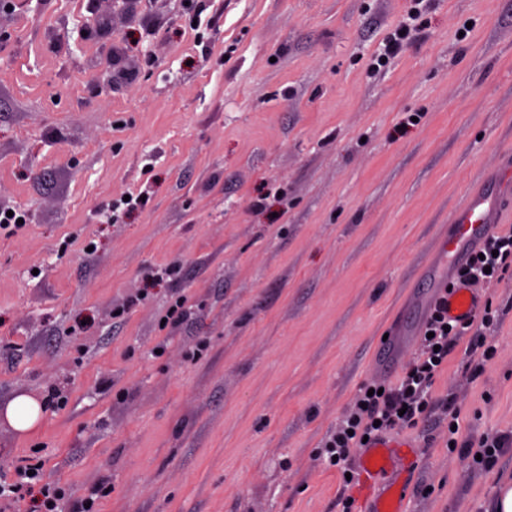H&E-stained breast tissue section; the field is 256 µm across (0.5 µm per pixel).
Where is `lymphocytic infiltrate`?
<instances>
[{"label":"lymphocytic infiltrate","mask_w":512,"mask_h":512,"mask_svg":"<svg viewBox=\"0 0 512 512\" xmlns=\"http://www.w3.org/2000/svg\"><path fill=\"white\" fill-rule=\"evenodd\" d=\"M512 272V228L492 232L477 254L455 270L454 282L480 284L502 280ZM494 321L492 302L477 305L466 320L448 317V306L432 307L425 323V338L419 354L409 362L395 383L384 385L382 394H370L361 386L348 412L323 445L328 457L334 458L342 472H349L352 454L363 448L365 439L416 424L432 407L431 390L436 377L457 347L466 355L484 360L494 355L493 347L485 346L480 326ZM29 497L30 512H63L65 488L44 481L42 464L18 467L13 478H0V506L8 507L22 497Z\"/></svg>","instance_id":"obj_1"}]
</instances>
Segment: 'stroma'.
I'll return each instance as SVG.
<instances>
[{"instance_id":"1","label":"stroma","mask_w":512,"mask_h":512,"mask_svg":"<svg viewBox=\"0 0 512 512\" xmlns=\"http://www.w3.org/2000/svg\"><path fill=\"white\" fill-rule=\"evenodd\" d=\"M511 157L512 0H6L0 208L28 219L0 226V473L109 480L99 512H342L318 452L415 352L417 271ZM478 292L495 354L472 377L453 351L454 415L400 430L406 512H485L512 480V274ZM52 391L32 430L5 418ZM497 433L492 464L459 448Z\"/></svg>"}]
</instances>
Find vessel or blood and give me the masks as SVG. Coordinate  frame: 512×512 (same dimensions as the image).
<instances>
[{
  "label": "vessel or blood",
  "mask_w": 512,
  "mask_h": 512,
  "mask_svg": "<svg viewBox=\"0 0 512 512\" xmlns=\"http://www.w3.org/2000/svg\"><path fill=\"white\" fill-rule=\"evenodd\" d=\"M500 180V174L485 175L468 191L463 204L453 214L447 235L438 243L439 252L452 264H464L471 251L489 234L492 224L498 223L507 211L508 206L497 188ZM441 281V275H433L430 300L447 297L449 317L462 319L470 315L478 301L474 291L462 285L445 289ZM415 464L411 443L401 439H380L362 449L356 491L364 512H404Z\"/></svg>",
  "instance_id": "obj_1"
}]
</instances>
